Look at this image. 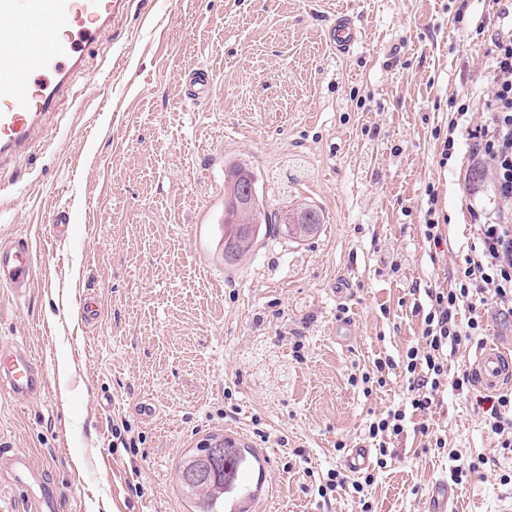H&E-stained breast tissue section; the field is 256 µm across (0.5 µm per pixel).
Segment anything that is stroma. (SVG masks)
<instances>
[{
  "mask_svg": "<svg viewBox=\"0 0 512 512\" xmlns=\"http://www.w3.org/2000/svg\"><path fill=\"white\" fill-rule=\"evenodd\" d=\"M340 11L363 37L346 54L325 41ZM510 29L512 0H132L0 182V245L29 239L36 267L29 292L0 286V343L44 378L24 400L0 390V512H34L11 480L17 453L44 471L55 512H193L175 465L225 432L253 450L225 504L258 479L251 512H361L351 487L325 499L318 486L405 406L401 370L368 394L358 379L416 344L412 288L449 287L470 210L498 205L470 141L443 168L432 132L451 100L481 107L487 35ZM198 69L201 103L186 96ZM235 162L270 208H319L316 236L270 232L225 262L211 230ZM430 184L448 217L438 247L422 231ZM61 207L74 218L62 236ZM484 328L449 354V375L492 344L512 355V316L486 305ZM494 395L440 389L427 419L441 448L408 419L393 459L369 467L371 512H425L456 457L476 466L454 487L458 512H512V451L484 422Z\"/></svg>",
  "mask_w": 512,
  "mask_h": 512,
  "instance_id": "1",
  "label": "stroma"
}]
</instances>
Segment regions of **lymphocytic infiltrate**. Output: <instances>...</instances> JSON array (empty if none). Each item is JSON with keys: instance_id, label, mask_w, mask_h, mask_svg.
I'll use <instances>...</instances> for the list:
<instances>
[{"instance_id": "f902f5d3", "label": "lymphocytic infiltrate", "mask_w": 512, "mask_h": 512, "mask_svg": "<svg viewBox=\"0 0 512 512\" xmlns=\"http://www.w3.org/2000/svg\"><path fill=\"white\" fill-rule=\"evenodd\" d=\"M491 93L482 107V121L472 124L469 103H459L445 130L435 133L440 145V165L452 159L458 136H467L477 160L492 174L496 197L502 204L497 218L481 213L473 215L471 247L462 266L453 274L449 288L428 290L427 305L416 306L422 316V336L416 346L407 349L402 362L389 358L375 360L371 373L363 374V383H384L387 371L402 367L410 394L409 410L391 409L369 425V437L378 443L380 457L390 456V439L404 430L407 411L426 412L434 395L447 383L455 387L470 384V377H448L449 351L459 349L482 324L476 314L478 305L494 303L502 312L512 314V33H492ZM468 310L467 322H459L461 310Z\"/></svg>"}]
</instances>
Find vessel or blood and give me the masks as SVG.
<instances>
[{
  "label": "vessel or blood",
  "mask_w": 512,
  "mask_h": 512,
  "mask_svg": "<svg viewBox=\"0 0 512 512\" xmlns=\"http://www.w3.org/2000/svg\"><path fill=\"white\" fill-rule=\"evenodd\" d=\"M126 9L127 0H0V163L32 150L46 117L71 96L86 51ZM360 35L353 17L342 13L326 39L346 51ZM34 278L29 241L0 246V284L21 292ZM473 371L478 385L495 388L512 376V361L490 346L478 353ZM0 383L23 399L42 387L43 377L23 348H0ZM10 469L17 486L40 490L39 508L49 507L43 475L26 455L12 456Z\"/></svg>",
  "instance_id": "1"
}]
</instances>
